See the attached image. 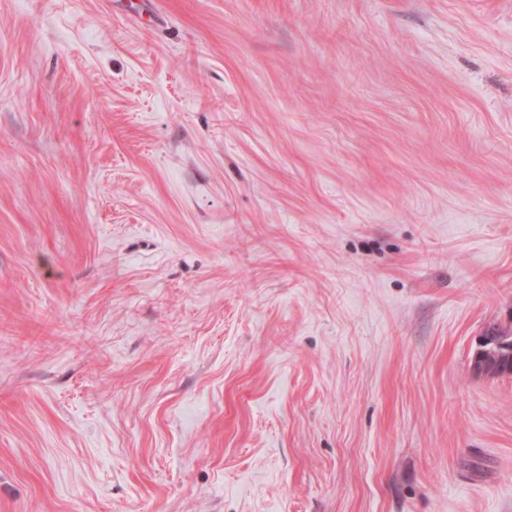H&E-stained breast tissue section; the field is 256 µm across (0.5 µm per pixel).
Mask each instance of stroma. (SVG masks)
Masks as SVG:
<instances>
[{
  "mask_svg": "<svg viewBox=\"0 0 512 512\" xmlns=\"http://www.w3.org/2000/svg\"><path fill=\"white\" fill-rule=\"evenodd\" d=\"M512 0H0V512H512ZM488 337L484 336L481 348L478 349L472 357V370L474 373L488 377H499L504 375H511L509 369H500L496 367L497 362L490 361V357L493 355L495 348L490 347L491 343L488 341Z\"/></svg>",
  "mask_w": 512,
  "mask_h": 512,
  "instance_id": "1",
  "label": "stroma"
}]
</instances>
